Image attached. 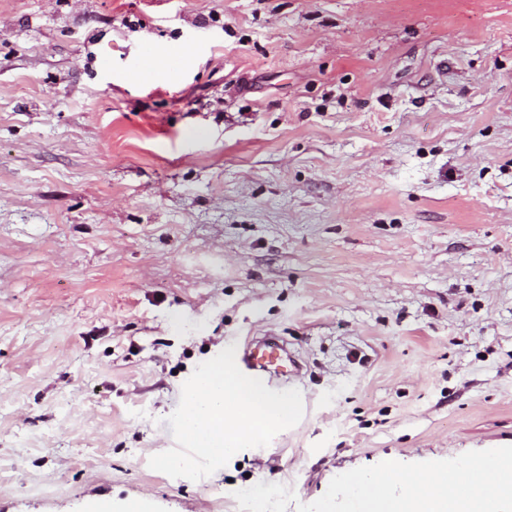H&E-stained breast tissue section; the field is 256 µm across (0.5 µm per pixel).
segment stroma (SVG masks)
Returning <instances> with one entry per match:
<instances>
[{"label": "stroma", "instance_id": "obj_1", "mask_svg": "<svg viewBox=\"0 0 512 512\" xmlns=\"http://www.w3.org/2000/svg\"><path fill=\"white\" fill-rule=\"evenodd\" d=\"M269 335L302 420L198 481L151 469L197 365ZM491 448L512 0H0V512H320Z\"/></svg>", "mask_w": 512, "mask_h": 512}]
</instances>
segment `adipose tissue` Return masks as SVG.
<instances>
[{
    "label": "adipose tissue",
    "mask_w": 512,
    "mask_h": 512,
    "mask_svg": "<svg viewBox=\"0 0 512 512\" xmlns=\"http://www.w3.org/2000/svg\"><path fill=\"white\" fill-rule=\"evenodd\" d=\"M467 469L479 471L483 482L469 493L449 490L447 478L453 464L438 463L409 471L391 462L375 473L347 478L343 483L348 512H481L486 498H493L497 512L512 503V450H495Z\"/></svg>",
    "instance_id": "obj_1"
}]
</instances>
